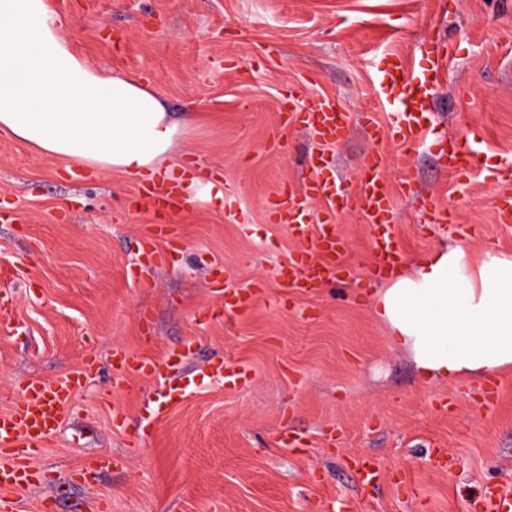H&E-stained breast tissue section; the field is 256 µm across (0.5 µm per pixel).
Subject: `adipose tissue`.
Instances as JSON below:
<instances>
[{"label": "adipose tissue", "instance_id": "obj_1", "mask_svg": "<svg viewBox=\"0 0 512 512\" xmlns=\"http://www.w3.org/2000/svg\"><path fill=\"white\" fill-rule=\"evenodd\" d=\"M49 0H0V131L81 166L157 175L180 127L139 80L91 66ZM373 312L425 378L512 371V256L443 248L376 289Z\"/></svg>", "mask_w": 512, "mask_h": 512}]
</instances>
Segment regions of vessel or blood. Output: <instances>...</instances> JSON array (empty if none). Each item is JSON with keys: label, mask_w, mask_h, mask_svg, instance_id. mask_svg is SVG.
Returning a JSON list of instances; mask_svg holds the SVG:
<instances>
[{"label": "vessel or blood", "mask_w": 512, "mask_h": 512, "mask_svg": "<svg viewBox=\"0 0 512 512\" xmlns=\"http://www.w3.org/2000/svg\"><path fill=\"white\" fill-rule=\"evenodd\" d=\"M416 56L422 66L408 70L401 57L391 58L380 70L377 92L386 106L387 119L377 122L371 113H364L363 122L374 141L390 138L403 144L427 143L440 155L443 166L460 179L472 177L476 171L489 167L488 154L455 142L447 130L429 120V101L442 81L452 53L446 43L431 37L417 43ZM285 123H300L308 127L319 142L333 144L345 136L349 114L334 98L303 101L299 90H289L288 102L282 107ZM500 190L497 199V218L500 223H512V171L498 173ZM321 200L325 209L311 215L309 203ZM138 204L149 206L155 216V236L167 235L166 219L185 208L187 200L175 184L149 183L138 191ZM421 203L431 224H448L453 215L447 207L430 195ZM267 209L274 223L286 225L301 241L300 247L284 256L290 284L301 294H315L327 281L344 273L341 261L346 243L336 232L337 214L359 211L375 229L372 242V279L378 280L396 272L406 261L392 233L393 200L384 180V161L379 154L366 158L360 172L359 187L350 192L336 186L323 174L321 162H313L310 176L303 188H282L268 200ZM254 290H225L224 308L244 313L252 305ZM115 376L113 383L121 387L134 375H160L174 371L179 361L168 355L164 363L148 362L133 357L122 347L112 349ZM80 375H65L51 381L28 382L21 399L8 411L0 413V512H18L14 494L33 479L29 454L42 448L55 425L66 414L73 390L80 386ZM484 512H512V495L491 488L481 496Z\"/></svg>", "instance_id": "1"}]
</instances>
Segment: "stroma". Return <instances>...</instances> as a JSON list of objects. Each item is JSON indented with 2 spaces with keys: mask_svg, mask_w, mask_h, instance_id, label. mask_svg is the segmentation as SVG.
<instances>
[{
  "mask_svg": "<svg viewBox=\"0 0 512 512\" xmlns=\"http://www.w3.org/2000/svg\"><path fill=\"white\" fill-rule=\"evenodd\" d=\"M63 35L93 66L142 79L182 122L175 154L218 178L242 222L222 202L195 199L171 218L173 242L157 241L165 266L132 278L152 212L135 206L139 178L92 171L0 132V412L33 379L95 370L74 393L54 434L31 460L42 483L20 489L19 512H319L328 496L351 512H476L477 487L512 492V374L493 405L476 384L423 379L388 338L365 293L372 229L339 215L346 274L312 296L286 287L282 254L297 243L270 222L266 201L302 185L317 145L299 125L281 126L282 96L333 97L350 113L330 150L332 171L356 189L364 160L380 153L393 196L392 230L407 259L462 244L512 255L498 224L497 182L449 175L428 146L372 141L361 112L383 113L375 82L392 54L412 57L426 36L454 50L431 112L460 140L474 128L501 167L512 166V0H51ZM280 150H270L271 141ZM412 173L423 193L453 212L426 223L401 191ZM260 285L244 315L222 311V289ZM162 361L184 356L191 380L136 376L112 385V348ZM245 371L230 387L194 371L212 361ZM184 397L162 414L166 386ZM453 395L451 411L438 400ZM122 407L123 420L112 417ZM338 428L336 447L322 436ZM305 436L296 452L282 429ZM447 452L450 471L431 462ZM377 458L383 477L364 489L351 468ZM117 467L92 483V460Z\"/></svg>",
  "mask_w": 512,
  "mask_h": 512,
  "instance_id": "1",
  "label": "stroma"
}]
</instances>
